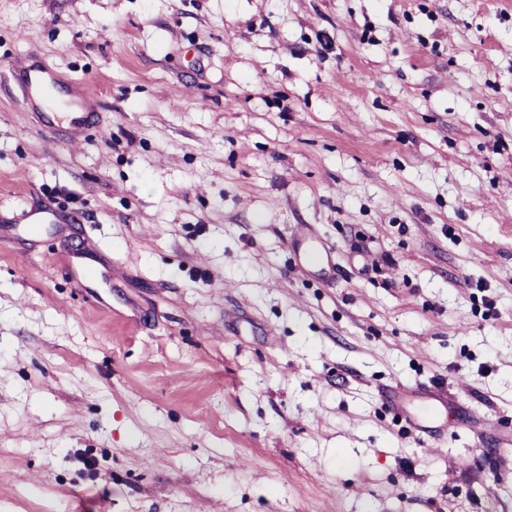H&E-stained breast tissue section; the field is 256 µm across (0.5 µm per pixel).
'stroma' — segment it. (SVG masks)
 Listing matches in <instances>:
<instances>
[{"instance_id":"stroma-1","label":"stroma","mask_w":512,"mask_h":512,"mask_svg":"<svg viewBox=\"0 0 512 512\" xmlns=\"http://www.w3.org/2000/svg\"><path fill=\"white\" fill-rule=\"evenodd\" d=\"M0 512H512V0H0Z\"/></svg>"}]
</instances>
